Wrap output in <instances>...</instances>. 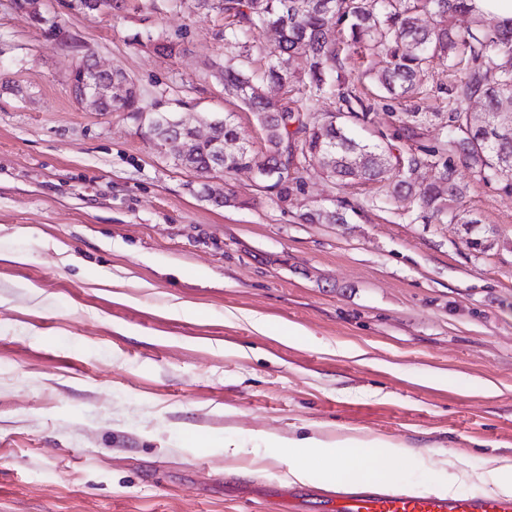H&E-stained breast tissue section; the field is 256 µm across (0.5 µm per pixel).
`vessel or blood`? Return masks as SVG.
Masks as SVG:
<instances>
[{
    "mask_svg": "<svg viewBox=\"0 0 512 512\" xmlns=\"http://www.w3.org/2000/svg\"><path fill=\"white\" fill-rule=\"evenodd\" d=\"M325 503L330 512H512L510 497L383 493L364 487L328 494Z\"/></svg>",
    "mask_w": 512,
    "mask_h": 512,
    "instance_id": "1",
    "label": "vessel or blood"
}]
</instances>
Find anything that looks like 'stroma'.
Instances as JSON below:
<instances>
[{"instance_id":"stroma-1","label":"stroma","mask_w":512,"mask_h":512,"mask_svg":"<svg viewBox=\"0 0 512 512\" xmlns=\"http://www.w3.org/2000/svg\"><path fill=\"white\" fill-rule=\"evenodd\" d=\"M86 56L265 144L218 11L0 0V512H327L289 499L276 436L426 449L398 475L422 494L455 455L512 464V195L460 171L480 255L316 168L291 205L238 171L245 207L218 209L134 115L77 104ZM340 202L349 223L300 218Z\"/></svg>"}]
</instances>
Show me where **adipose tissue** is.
<instances>
[{
  "label": "adipose tissue",
  "mask_w": 512,
  "mask_h": 512,
  "mask_svg": "<svg viewBox=\"0 0 512 512\" xmlns=\"http://www.w3.org/2000/svg\"><path fill=\"white\" fill-rule=\"evenodd\" d=\"M279 445L288 451L286 477L289 482L305 483L319 478L332 485L367 486L392 493H410V486L397 482V470L424 456L423 449L401 448L389 443L376 454L370 442L354 436L341 438L332 446L312 436L283 438ZM511 469L504 464L477 473L452 467L432 491L451 497L462 485L476 481L494 492L512 495V482L506 477Z\"/></svg>",
  "instance_id": "adipose-tissue-1"
}]
</instances>
